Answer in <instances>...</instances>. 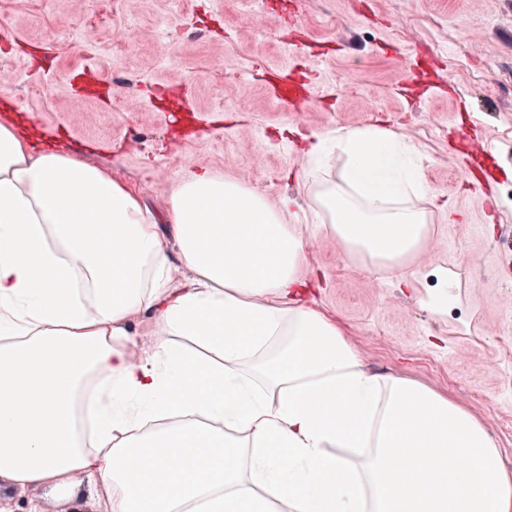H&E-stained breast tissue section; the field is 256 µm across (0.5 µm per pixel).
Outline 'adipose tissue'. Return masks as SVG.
Masks as SVG:
<instances>
[{"instance_id":"1","label":"adipose tissue","mask_w":512,"mask_h":512,"mask_svg":"<svg viewBox=\"0 0 512 512\" xmlns=\"http://www.w3.org/2000/svg\"><path fill=\"white\" fill-rule=\"evenodd\" d=\"M32 128L0 122V484L82 474L99 512H512L484 421L370 370L313 306L290 198L206 171L176 183L177 285L136 194ZM335 148L315 215L339 249L384 268L419 256L434 214L415 146L377 121ZM129 331L146 348L151 347L160 337L157 336L156 329L151 318L144 314L134 315L128 323Z\"/></svg>"}]
</instances>
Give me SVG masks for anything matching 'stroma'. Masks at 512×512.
Wrapping results in <instances>:
<instances>
[{
    "instance_id": "1",
    "label": "stroma",
    "mask_w": 512,
    "mask_h": 512,
    "mask_svg": "<svg viewBox=\"0 0 512 512\" xmlns=\"http://www.w3.org/2000/svg\"><path fill=\"white\" fill-rule=\"evenodd\" d=\"M130 28L135 42L115 53ZM0 97L80 160L122 179L155 216L200 170L270 199L315 234L316 307L363 361L471 407L512 468V181L483 187L467 156L512 164V0H0ZM384 119L419 152L427 196L447 203L428 254L405 272L355 262L316 223L313 194L341 166L307 163L296 127L331 139ZM407 279L408 290L396 288ZM447 287V309L425 306ZM77 497L0 491L12 512H97Z\"/></svg>"
}]
</instances>
